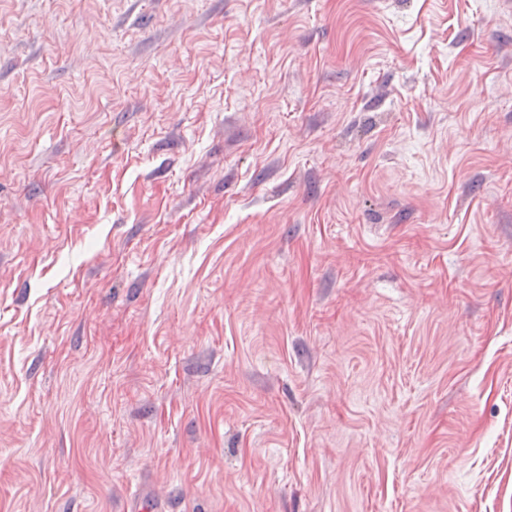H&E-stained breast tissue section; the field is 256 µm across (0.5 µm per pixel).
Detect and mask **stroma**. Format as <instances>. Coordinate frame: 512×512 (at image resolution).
<instances>
[{"mask_svg": "<svg viewBox=\"0 0 512 512\" xmlns=\"http://www.w3.org/2000/svg\"><path fill=\"white\" fill-rule=\"evenodd\" d=\"M512 512V0H0V512ZM170 502L152 487L140 483L125 498L123 512H173Z\"/></svg>", "mask_w": 512, "mask_h": 512, "instance_id": "1", "label": "stroma"}]
</instances>
